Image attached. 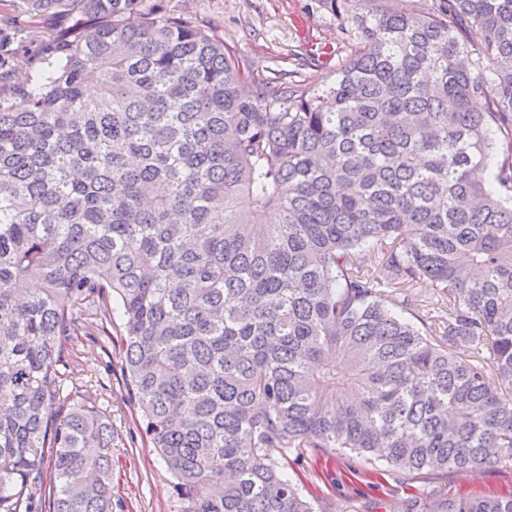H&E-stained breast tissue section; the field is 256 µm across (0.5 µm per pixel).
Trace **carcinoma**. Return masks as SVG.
<instances>
[{
  "label": "carcinoma",
  "mask_w": 512,
  "mask_h": 512,
  "mask_svg": "<svg viewBox=\"0 0 512 512\" xmlns=\"http://www.w3.org/2000/svg\"><path fill=\"white\" fill-rule=\"evenodd\" d=\"M77 2L26 83L0 72V512H43L47 463L48 512H112V431L60 371L112 301L184 512H316L290 452L511 467L512 0H318L347 48L322 90ZM423 297L448 308L418 328Z\"/></svg>",
  "instance_id": "1"
}]
</instances>
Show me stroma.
I'll return each mask as SVG.
<instances>
[{"label":"stroma","instance_id":"35a3bbf8","mask_svg":"<svg viewBox=\"0 0 512 512\" xmlns=\"http://www.w3.org/2000/svg\"><path fill=\"white\" fill-rule=\"evenodd\" d=\"M150 10L180 13L223 38L246 75L266 79L295 72L301 83L320 88L329 83L346 50L336 24L317 0H144ZM73 14L60 0H0V64L13 82L36 67L33 41L69 26ZM314 48L316 59L296 67L293 52ZM121 319L113 317L110 335L96 341L78 337L65 352L67 388L80 392L112 424V512H184L174 478L158 452L144 441L139 417L122 375L124 353ZM288 476L309 497L328 504L331 512L373 506L374 512H403L407 493L430 494L440 485L471 497L512 491V467L490 464L477 472L434 476L410 484L393 478L373 483L367 465L347 456L290 458Z\"/></svg>","mask_w":512,"mask_h":512}]
</instances>
